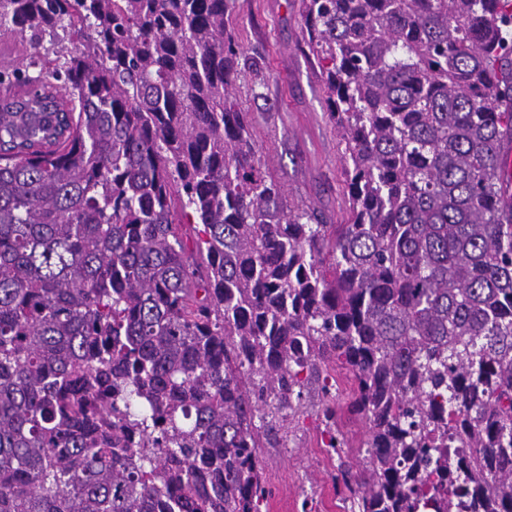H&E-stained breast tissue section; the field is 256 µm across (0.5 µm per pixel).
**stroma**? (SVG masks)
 Instances as JSON below:
<instances>
[{"label":"stroma","mask_w":512,"mask_h":512,"mask_svg":"<svg viewBox=\"0 0 512 512\" xmlns=\"http://www.w3.org/2000/svg\"><path fill=\"white\" fill-rule=\"evenodd\" d=\"M231 24L248 64L237 99L252 121L254 139L291 202L315 207L328 223L345 219L346 185L341 176L339 137L323 96L321 70L303 43L300 0H235ZM339 422L350 439L341 459L330 460L320 447L317 408L306 405L287 448L260 451L272 504L288 512H310L320 496L345 512L333 477L339 463L361 468L367 456L364 421L350 415L349 379L338 371Z\"/></svg>","instance_id":"stroma-1"}]
</instances>
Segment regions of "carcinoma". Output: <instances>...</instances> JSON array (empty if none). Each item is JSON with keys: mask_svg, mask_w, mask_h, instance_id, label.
I'll list each match as a JSON object with an SVG mask.
<instances>
[{"mask_svg": "<svg viewBox=\"0 0 512 512\" xmlns=\"http://www.w3.org/2000/svg\"><path fill=\"white\" fill-rule=\"evenodd\" d=\"M301 2L343 224L268 172L234 0H0V512H261L304 391L347 447L333 366L349 512H512V0ZM331 376L336 373V388H338L336 405L338 409L339 422L343 430L348 434L350 439V448H343L341 453L342 460L353 466V472L358 471L364 463V458L367 457V434L365 422L355 416L350 415L347 410L350 401L351 381L348 379L346 370L331 371ZM347 386L343 390L342 387Z\"/></svg>", "mask_w": 512, "mask_h": 512, "instance_id": "carcinoma-1", "label": "carcinoma"}]
</instances>
